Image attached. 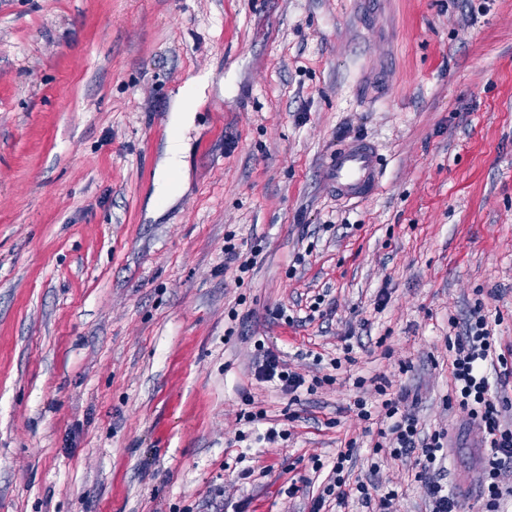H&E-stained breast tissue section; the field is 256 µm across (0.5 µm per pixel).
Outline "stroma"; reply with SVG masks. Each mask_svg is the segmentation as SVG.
<instances>
[{
	"label": "stroma",
	"mask_w": 512,
	"mask_h": 512,
	"mask_svg": "<svg viewBox=\"0 0 512 512\" xmlns=\"http://www.w3.org/2000/svg\"><path fill=\"white\" fill-rule=\"evenodd\" d=\"M200 75L181 191L149 209ZM355 136L382 178L345 201L325 161ZM229 232L260 251L240 285ZM478 300L512 346V0H0V512H305L314 458L354 438L355 476L375 463L353 403L378 376L449 431L480 512L483 432L444 402ZM256 338L309 378L315 352L355 363L293 404ZM244 388L287 442H238Z\"/></svg>",
	"instance_id": "1"
}]
</instances>
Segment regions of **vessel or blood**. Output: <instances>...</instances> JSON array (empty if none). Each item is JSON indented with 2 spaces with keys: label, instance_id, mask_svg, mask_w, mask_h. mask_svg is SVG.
Instances as JSON below:
<instances>
[{
  "label": "vessel or blood",
  "instance_id": "b4317fda",
  "mask_svg": "<svg viewBox=\"0 0 512 512\" xmlns=\"http://www.w3.org/2000/svg\"><path fill=\"white\" fill-rule=\"evenodd\" d=\"M327 171L337 196L346 199L365 198L371 194L378 182V150L367 139H351L330 155Z\"/></svg>",
  "mask_w": 512,
  "mask_h": 512
}]
</instances>
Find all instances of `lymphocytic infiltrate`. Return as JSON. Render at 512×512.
Here are the masks:
<instances>
[{
	"instance_id": "obj_1",
	"label": "lymphocytic infiltrate",
	"mask_w": 512,
	"mask_h": 512,
	"mask_svg": "<svg viewBox=\"0 0 512 512\" xmlns=\"http://www.w3.org/2000/svg\"><path fill=\"white\" fill-rule=\"evenodd\" d=\"M448 359L452 377L448 401L458 405L485 433L479 477L483 512H505L502 479L512 471V425L503 423L502 414L512 409V350L499 346L482 303H475L463 328L449 339ZM252 370L257 381L277 383L287 395H297L306 384L301 373L288 367L261 340L254 343ZM378 392L383 396L378 413H371L364 401L356 403L359 416L378 425L373 453L383 452L412 464L417 481L426 486L430 512H462L457 494L441 479L447 459V431L422 430L408 391L391 394L382 386ZM355 450L351 443L338 452L308 512H341L353 498L366 506L376 505L377 512H395L396 490L380 489L372 481L350 480L347 464Z\"/></svg>"
}]
</instances>
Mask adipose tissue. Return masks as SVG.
<instances>
[{"label": "adipose tissue", "mask_w": 512, "mask_h": 512, "mask_svg": "<svg viewBox=\"0 0 512 512\" xmlns=\"http://www.w3.org/2000/svg\"><path fill=\"white\" fill-rule=\"evenodd\" d=\"M207 86L205 78L199 77L181 87L175 95L168 125L172 131L166 142L163 155L157 165L154 199L172 200L179 190V178L186 167V158L190 144L183 132L193 127L196 114L190 107V101L200 99Z\"/></svg>", "instance_id": "obj_1"}]
</instances>
